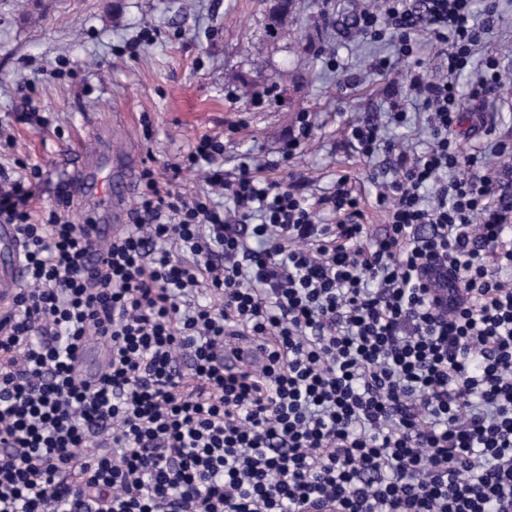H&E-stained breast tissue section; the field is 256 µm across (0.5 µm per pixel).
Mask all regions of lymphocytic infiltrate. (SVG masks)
Returning a JSON list of instances; mask_svg holds the SVG:
<instances>
[{
    "label": "lymphocytic infiltrate",
    "instance_id": "obj_1",
    "mask_svg": "<svg viewBox=\"0 0 512 512\" xmlns=\"http://www.w3.org/2000/svg\"><path fill=\"white\" fill-rule=\"evenodd\" d=\"M497 5L380 0L355 10L408 64L391 122L419 99L433 141L384 143L385 229L368 241L348 178L311 201L196 139L167 179L141 174L131 224L94 264L80 225L34 207L39 165L0 184L25 280L0 315V512H512V141L465 150L456 78ZM446 46L427 77L415 32ZM202 167L188 192L176 177ZM230 204L219 207L214 195ZM263 347L225 370L228 338ZM106 340L110 364L74 373Z\"/></svg>",
    "mask_w": 512,
    "mask_h": 512
}]
</instances>
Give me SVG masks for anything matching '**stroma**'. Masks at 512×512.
Returning <instances> with one entry per match:
<instances>
[{"mask_svg": "<svg viewBox=\"0 0 512 512\" xmlns=\"http://www.w3.org/2000/svg\"><path fill=\"white\" fill-rule=\"evenodd\" d=\"M367 0H295L279 27H271L267 0H0V168L17 177L18 162L38 164L41 206L55 203L57 183L78 165L99 180L104 154L136 148L140 166L163 172L195 139L224 137V167L248 158L275 160L296 125L310 113L315 128L291 167L265 170L286 181L289 168L319 197L349 177L367 218L370 237L383 234L372 170L389 157L366 160L349 127L381 116L383 88L399 80L403 63L391 43L358 39L347 24ZM138 55H130V44ZM337 53L353 75L341 79L327 64ZM392 60L390 74L373 71L376 56ZM70 70L52 79L56 62ZM48 125L19 121L27 99ZM455 136L464 149L482 146L487 129L512 136V96L486 102L462 98ZM117 112L130 114L124 126Z\"/></svg>", "mask_w": 512, "mask_h": 512, "instance_id": "35a3bbf8", "label": "stroma"}]
</instances>
